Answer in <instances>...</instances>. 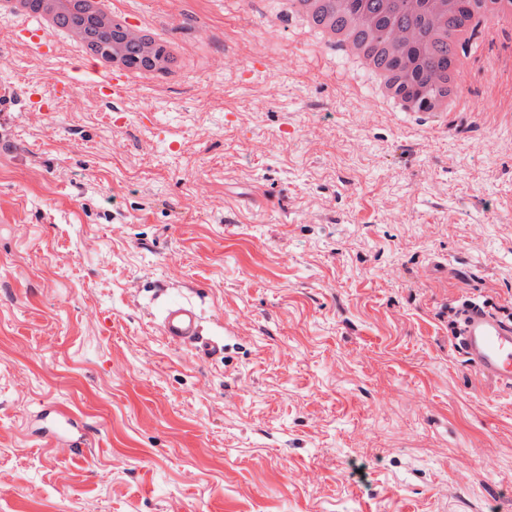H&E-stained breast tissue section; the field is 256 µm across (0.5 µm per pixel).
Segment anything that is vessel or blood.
Listing matches in <instances>:
<instances>
[{"instance_id": "obj_1", "label": "vessel or blood", "mask_w": 512, "mask_h": 512, "mask_svg": "<svg viewBox=\"0 0 512 512\" xmlns=\"http://www.w3.org/2000/svg\"><path fill=\"white\" fill-rule=\"evenodd\" d=\"M24 33L42 53L53 50L51 36L41 27L38 20L30 18L24 23ZM458 327V343L474 369L484 378L500 386L512 388V321L503 319L488 306L477 301L468 302L461 308ZM160 328L168 340L177 345L201 344L205 355L223 352L220 341H200V316L190 304H176L165 307ZM51 447L72 457L85 456V449L79 448L62 429L48 430Z\"/></svg>"}]
</instances>
